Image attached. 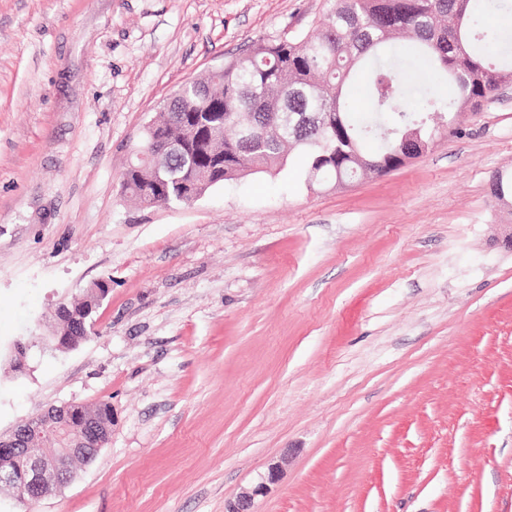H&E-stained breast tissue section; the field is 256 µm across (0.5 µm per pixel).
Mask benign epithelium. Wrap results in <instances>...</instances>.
I'll list each match as a JSON object with an SVG mask.
<instances>
[{"label":"benign epithelium","mask_w":512,"mask_h":512,"mask_svg":"<svg viewBox=\"0 0 512 512\" xmlns=\"http://www.w3.org/2000/svg\"><path fill=\"white\" fill-rule=\"evenodd\" d=\"M178 141H170L161 149L136 152L137 158L148 161L149 167L168 166L170 154L180 152ZM109 288L98 291L99 300L92 303L80 322L66 320L68 302L56 308L57 331L51 337L53 349L73 348L88 338V328L95 327L91 315L108 294ZM112 439V421L95 408L80 402L49 407L39 417L30 419L7 435L0 434V494L6 493L17 502H37L51 490H61L75 477L70 463L75 458L92 460ZM17 456L27 459L25 474L18 475L6 466ZM279 478V467L271 465L252 492L227 503L225 512H255L254 500L267 493L269 485Z\"/></svg>","instance_id":"obj_1"}]
</instances>
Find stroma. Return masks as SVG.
<instances>
[{
    "mask_svg": "<svg viewBox=\"0 0 512 512\" xmlns=\"http://www.w3.org/2000/svg\"><path fill=\"white\" fill-rule=\"evenodd\" d=\"M333 0H0V433L112 404V441L27 512H512V87L379 179L299 158L190 206L119 188L183 82ZM110 289L77 348L59 300ZM279 478V467L271 465L267 472L261 476L260 481L255 485L252 492L241 496L236 500L229 501L225 507V512H255L253 510L254 500L257 496H263L267 493L269 485L274 484Z\"/></svg>",
    "mask_w": 512,
    "mask_h": 512,
    "instance_id": "obj_1",
    "label": "stroma"
}]
</instances>
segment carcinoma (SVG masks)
<instances>
[{"label":"carcinoma","instance_id":"carcinoma-1","mask_svg":"<svg viewBox=\"0 0 512 512\" xmlns=\"http://www.w3.org/2000/svg\"><path fill=\"white\" fill-rule=\"evenodd\" d=\"M473 2L335 0L315 34L252 43L224 68L189 82L139 143L162 147L180 137L189 113L210 112V124L219 125L216 146L200 130L198 158L166 195L156 192L151 170L126 167L124 194L142 206L182 205L195 193L269 172L295 152L305 157L310 188L400 169L404 139L432 147L453 133L457 113L480 111L512 80L508 38ZM399 38L438 84H421L409 73L412 64L395 48ZM364 70L371 75L360 87L367 110L351 95L353 78ZM373 158L383 165L367 168ZM491 193L500 204L511 202L512 173H497Z\"/></svg>","mask_w":512,"mask_h":512}]
</instances>
